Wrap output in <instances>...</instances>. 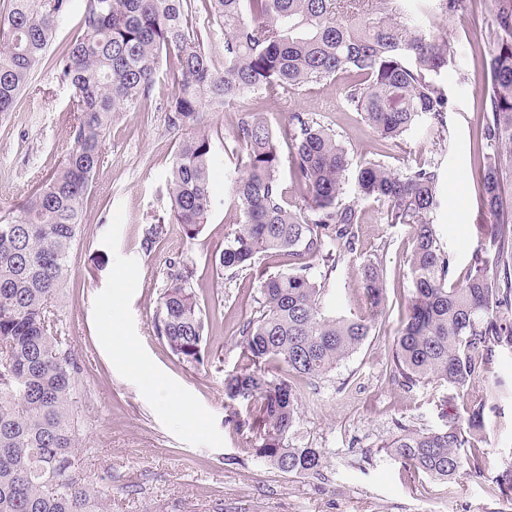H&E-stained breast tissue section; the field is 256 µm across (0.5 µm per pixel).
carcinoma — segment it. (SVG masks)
<instances>
[{
    "label": "carcinoma",
    "instance_id": "carcinoma-1",
    "mask_svg": "<svg viewBox=\"0 0 512 512\" xmlns=\"http://www.w3.org/2000/svg\"><path fill=\"white\" fill-rule=\"evenodd\" d=\"M495 22L480 48L486 88L480 107L475 191L495 219L466 275L436 232L440 168L429 160L403 172L370 160L356 192L382 206L387 224L410 227L413 284L408 315L392 346L389 379L412 389L441 380L465 402L435 429L399 426L384 445L408 473L452 480L464 466L481 469L485 414L503 387L489 380L498 356L512 350V0H493ZM224 34V69L197 26L192 0H82L73 39L52 69L74 88L70 147L58 167L25 199L0 210V512H106L112 473L91 485L79 454L81 368L64 330L58 298L71 276L83 232V203L115 114L144 110L160 69L171 83L164 111L180 132L167 184V222L149 224L150 253L171 225L196 239L211 211V169L218 131L203 110H220L261 92L238 113L231 132L237 163L231 197L237 218L224 248L210 258L216 279L254 269L256 307L239 325L236 368L224 398L244 409L235 430L252 433L254 456L287 475H318L324 451L291 447L303 387L328 376L376 332L385 305L378 266H363L368 311L336 317L325 310L327 272L355 250L358 204L344 198L347 147L311 112L296 110L279 129L267 104L310 84L345 77L347 105L379 141L394 143L420 128L447 141L450 99L444 76L449 43L440 27L406 9L405 0H200ZM472 0H437L451 18ZM72 0H8L0 14V115L13 110L46 59L59 19ZM288 153H282V145ZM287 163L299 202L288 203L280 178ZM286 259L267 271L266 260ZM325 273L319 275L316 269ZM196 270L181 264L159 294L153 329L176 359L204 365L208 317L194 287ZM512 494V460L492 480Z\"/></svg>",
    "mask_w": 512,
    "mask_h": 512
}]
</instances>
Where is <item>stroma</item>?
<instances>
[{
    "label": "stroma",
    "mask_w": 512,
    "mask_h": 512,
    "mask_svg": "<svg viewBox=\"0 0 512 512\" xmlns=\"http://www.w3.org/2000/svg\"><path fill=\"white\" fill-rule=\"evenodd\" d=\"M493 20V0H474L469 13L445 23L453 105L447 153L436 154L417 128L396 143L378 141L347 108L339 80L303 86L267 109L275 127L287 122L289 112L315 113L352 157L345 199L357 202L363 221L355 251L327 281L329 310L349 316L364 308L366 261L379 265L385 283L375 335L315 388L305 389L300 419L288 434L290 446L324 451L318 476L284 475L256 459L248 439L229 422L224 374L237 362V325L250 315L257 294L250 271L219 285L203 266L206 255L223 248L236 220L224 178L234 166L230 151L216 152L213 204L203 233L189 240L171 230L146 254L140 247L146 225L167 216L165 185L177 143L159 110L167 83L155 86L152 111L124 112L113 122L84 202V239L72 254L62 300L66 331L82 364L84 474L92 483L111 474L107 512H504V499L490 487L498 468L512 460V352L503 351L493 367L504 388L486 412L482 470L463 469L449 483L420 474L410 483L400 463L380 449L398 426L437 428L448 415L462 413L463 401L441 381L407 390L389 380L394 335L413 290L408 271L413 239L409 227L383 222L380 203L357 200L353 184L357 167L369 160L403 171L437 157L442 195L434 222L458 271H465L493 229L479 219L472 173L484 92L478 46ZM33 85L12 112L0 115V207L21 202L68 149L71 86L47 67ZM179 262L196 266L200 299L220 302L209 321V361L198 369L179 363L152 327L156 301L172 264Z\"/></svg>",
    "instance_id": "35a3bbf8"
}]
</instances>
